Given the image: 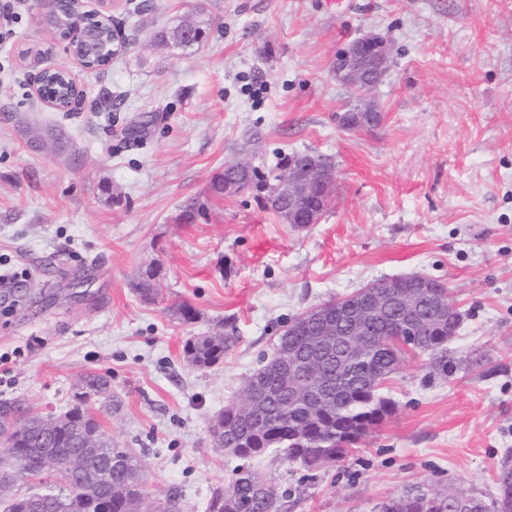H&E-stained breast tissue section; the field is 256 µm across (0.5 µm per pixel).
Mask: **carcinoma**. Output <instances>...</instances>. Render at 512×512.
<instances>
[{"mask_svg":"<svg viewBox=\"0 0 512 512\" xmlns=\"http://www.w3.org/2000/svg\"><path fill=\"white\" fill-rule=\"evenodd\" d=\"M68 18V27L60 35L65 36L77 28L94 31L96 38L103 42V48H109L113 35L111 25H100L79 8L68 12ZM207 27V22L200 21L192 30L184 32L176 25L159 34V40L192 48L207 38ZM40 92L45 99L60 100L72 94L69 79L54 71L43 75ZM316 158L315 154L293 152L284 154L270 167L238 169L229 164L212 179L209 192L216 198H224L236 195L241 189L248 190L263 209L284 220L288 201L282 195L266 193L268 184L279 170L290 165L300 168ZM160 271L161 264L156 263L139 279L137 290L142 301L156 303L162 298ZM425 280L428 287L412 295L413 315L424 324L423 335L404 345L387 343L406 323L407 311L399 305L382 307L357 333L354 322L334 306L322 309L318 320L285 330L279 336L273 355L252 373L241 390L244 394L253 389L259 394L256 417L239 416L234 412L233 403L224 407L209 422L211 428L224 425V445H214L212 449L243 460L273 450L290 462L304 458L305 468L309 470H321L343 459L350 448L392 415L393 404L381 394V389L396 372L405 353H426L430 355L434 370L448 374V342L457 333L460 321L450 320L438 311V296L448 298L444 283L429 276ZM327 322L336 326L340 336L354 333L359 336L362 345L358 346V353L363 360L352 361V355L345 349L323 352L318 366L319 384L315 387L320 405L297 403L288 391L289 374L284 361L290 355H308L312 338L320 334ZM234 344L232 336H195L185 342V359L196 368H211L224 361V353ZM82 379L89 390L103 394L100 407L112 409L110 376L92 371L85 373ZM2 432L25 448L23 467L30 476L57 474L64 482H69V475L62 471H43L42 461L54 457L61 463L88 439L98 443L100 454L89 462L86 473L80 478L81 493H66L58 503L40 511L24 495L10 499L0 497V512H97L101 501L107 497L111 498V512H130L129 498L142 492L143 463L139 455L112 442V436L91 414L85 401L76 395L53 435L43 432L39 414L31 411L24 400H0ZM496 490L488 506L482 499L463 492H436L417 486L386 501L381 512H512V461L508 459L497 473ZM281 509L275 487L246 467L236 469L227 485L215 488L207 503V512H281Z\"/></svg>","mask_w":512,"mask_h":512,"instance_id":"carcinoma-1","label":"carcinoma"}]
</instances>
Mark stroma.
Returning <instances> with one entry per match:
<instances>
[{
    "instance_id": "35a3bbf8",
    "label": "stroma",
    "mask_w": 512,
    "mask_h": 512,
    "mask_svg": "<svg viewBox=\"0 0 512 512\" xmlns=\"http://www.w3.org/2000/svg\"><path fill=\"white\" fill-rule=\"evenodd\" d=\"M114 0L127 44L88 72L39 24L33 0H0V259L24 271L0 290V400L69 409L83 374L112 378L98 412L144 467L148 499L206 512L240 459L208 422L236 401L288 321L371 281L425 274L464 314L448 373L407 355L383 392L391 417L346 458L311 472L275 453L249 460L287 512H380L421 486L491 499L512 452V0ZM208 19L202 45L154 35ZM385 36L392 67L380 123L346 130L356 102L336 81L354 38ZM72 70L82 103L34 96L44 67ZM316 153L335 193L298 230L251 194L215 198L225 165ZM161 262L164 301L135 285ZM198 313L184 322L171 301ZM235 337L197 369L187 338Z\"/></svg>"
}]
</instances>
